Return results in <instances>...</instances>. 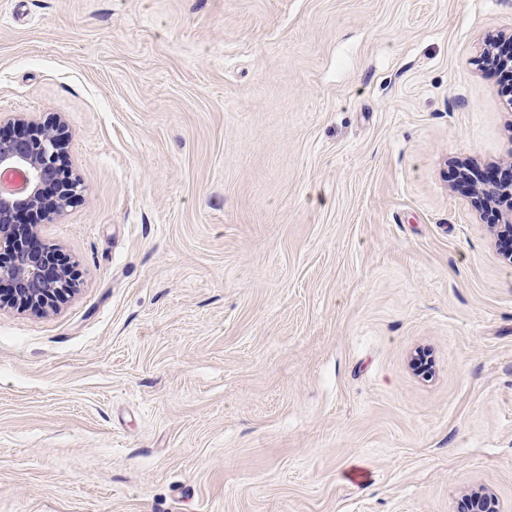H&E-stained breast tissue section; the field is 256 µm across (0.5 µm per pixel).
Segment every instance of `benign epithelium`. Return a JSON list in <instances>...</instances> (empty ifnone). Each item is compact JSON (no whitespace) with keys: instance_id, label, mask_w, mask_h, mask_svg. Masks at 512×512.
<instances>
[{"instance_id":"benign-epithelium-1","label":"benign epithelium","mask_w":512,"mask_h":512,"mask_svg":"<svg viewBox=\"0 0 512 512\" xmlns=\"http://www.w3.org/2000/svg\"><path fill=\"white\" fill-rule=\"evenodd\" d=\"M0 129V175L20 171L19 190L0 191V309L17 307L37 314L57 309L76 289L75 267L59 254L37 245L33 228L82 196L79 180L67 163L68 137L62 123L52 126ZM512 199V168L484 178L476 193L482 206ZM469 512H500L490 492L475 496Z\"/></svg>"}]
</instances>
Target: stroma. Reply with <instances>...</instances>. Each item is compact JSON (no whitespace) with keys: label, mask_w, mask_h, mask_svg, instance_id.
<instances>
[{"label":"stroma","mask_w":512,"mask_h":512,"mask_svg":"<svg viewBox=\"0 0 512 512\" xmlns=\"http://www.w3.org/2000/svg\"><path fill=\"white\" fill-rule=\"evenodd\" d=\"M512 0H0L79 272L0 310V512H512ZM484 180V187L476 193L481 206H488L498 199L512 200V167L506 171L490 173Z\"/></svg>","instance_id":"35a3bbf8"}]
</instances>
